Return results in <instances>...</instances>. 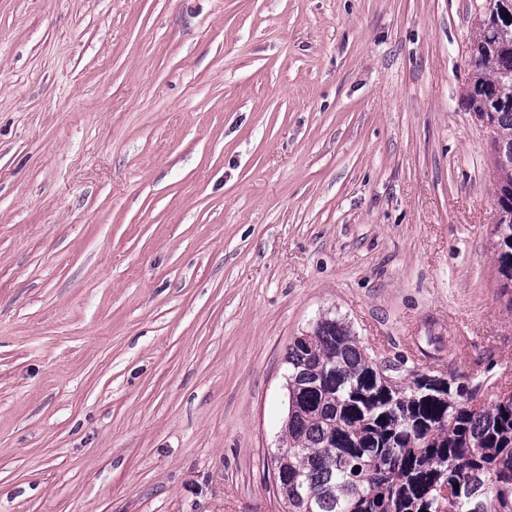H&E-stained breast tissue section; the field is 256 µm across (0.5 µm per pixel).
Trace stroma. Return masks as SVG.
<instances>
[{
    "label": "stroma",
    "instance_id": "35a3bbf8",
    "mask_svg": "<svg viewBox=\"0 0 512 512\" xmlns=\"http://www.w3.org/2000/svg\"><path fill=\"white\" fill-rule=\"evenodd\" d=\"M484 0H0V512H287L324 317L512 378Z\"/></svg>",
    "mask_w": 512,
    "mask_h": 512
}]
</instances>
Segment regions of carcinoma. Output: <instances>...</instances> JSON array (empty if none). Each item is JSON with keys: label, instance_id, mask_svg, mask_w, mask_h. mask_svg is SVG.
I'll use <instances>...</instances> for the list:
<instances>
[{"label": "carcinoma", "instance_id": "cac0c4a2", "mask_svg": "<svg viewBox=\"0 0 512 512\" xmlns=\"http://www.w3.org/2000/svg\"><path fill=\"white\" fill-rule=\"evenodd\" d=\"M468 110L487 114L492 145L512 157V26L470 48ZM494 194L512 160L492 159ZM497 272L512 286V205L494 228ZM288 447L273 457L289 512H512V390L489 403L484 381L401 361L377 364L333 318L288 346ZM359 471H353V468Z\"/></svg>", "mask_w": 512, "mask_h": 512}]
</instances>
